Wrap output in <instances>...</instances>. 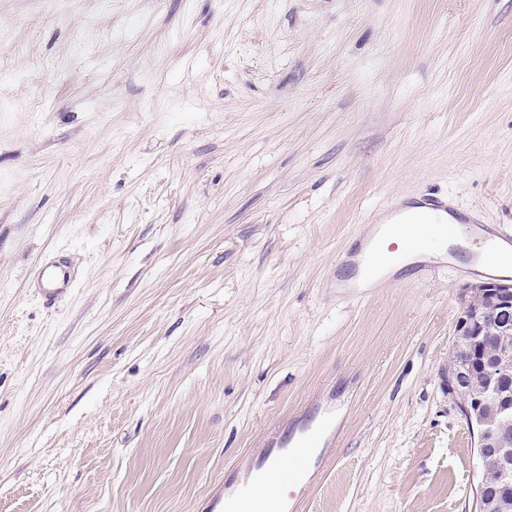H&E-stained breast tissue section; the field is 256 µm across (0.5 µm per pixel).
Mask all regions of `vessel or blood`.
<instances>
[{"label":"vessel or blood","mask_w":512,"mask_h":512,"mask_svg":"<svg viewBox=\"0 0 512 512\" xmlns=\"http://www.w3.org/2000/svg\"><path fill=\"white\" fill-rule=\"evenodd\" d=\"M419 215L407 213L404 207L390 210L393 224H412L422 236L439 234L455 241L463 239L484 251L504 241L512 245V234L494 230L451 209L447 202L425 198L419 200ZM379 261L378 250L371 238H362L354 255L355 266L373 270ZM73 273L68 266L51 264L38 273L41 291L47 300H55L70 284ZM336 417L324 411L301 424L289 435L271 434V447L242 478L225 487L223 495L213 498L212 512H298V490L304 489L315 471L325 467V448L336 439Z\"/></svg>","instance_id":"vessel-or-blood-1"}]
</instances>
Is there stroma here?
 Returning <instances> with one entry per match:
<instances>
[{
	"label": "stroma",
	"instance_id": "1",
	"mask_svg": "<svg viewBox=\"0 0 512 512\" xmlns=\"http://www.w3.org/2000/svg\"><path fill=\"white\" fill-rule=\"evenodd\" d=\"M425 193L512 228V0H0V512H207L327 403L299 512H470L476 273L336 284ZM73 279L71 269L66 265L51 264L42 267L38 273V280L43 296L53 301L70 284Z\"/></svg>",
	"mask_w": 512,
	"mask_h": 512
}]
</instances>
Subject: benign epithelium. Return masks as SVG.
<instances>
[{
	"label": "benign epithelium",
	"instance_id": "obj_1",
	"mask_svg": "<svg viewBox=\"0 0 512 512\" xmlns=\"http://www.w3.org/2000/svg\"><path fill=\"white\" fill-rule=\"evenodd\" d=\"M448 389L476 438L479 470L471 512H512V284L481 282L462 290ZM499 473L488 482L489 469Z\"/></svg>",
	"mask_w": 512,
	"mask_h": 512
}]
</instances>
